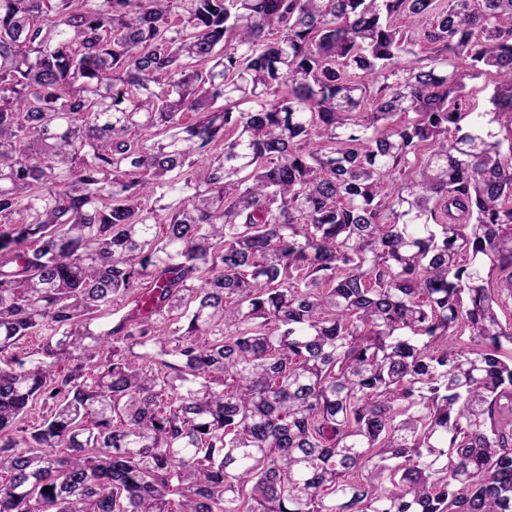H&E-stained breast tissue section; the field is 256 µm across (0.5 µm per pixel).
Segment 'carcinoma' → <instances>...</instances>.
<instances>
[{"instance_id":"cac0c4a2","label":"carcinoma","mask_w":512,"mask_h":512,"mask_svg":"<svg viewBox=\"0 0 512 512\" xmlns=\"http://www.w3.org/2000/svg\"><path fill=\"white\" fill-rule=\"evenodd\" d=\"M511 301L512 0H0V512H512Z\"/></svg>"}]
</instances>
